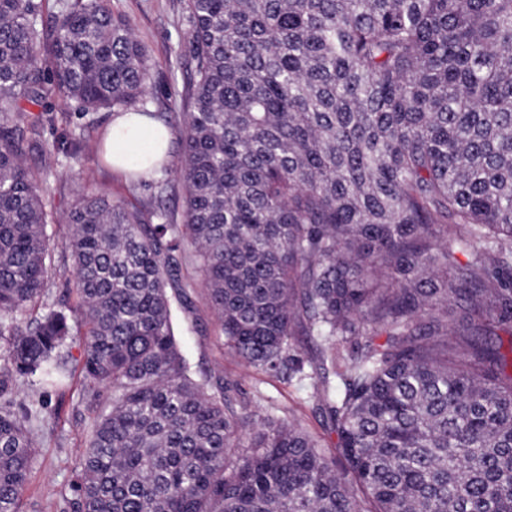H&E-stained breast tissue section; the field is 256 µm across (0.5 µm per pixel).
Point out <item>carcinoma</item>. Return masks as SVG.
<instances>
[{
    "instance_id": "carcinoma-1",
    "label": "carcinoma",
    "mask_w": 512,
    "mask_h": 512,
    "mask_svg": "<svg viewBox=\"0 0 512 512\" xmlns=\"http://www.w3.org/2000/svg\"><path fill=\"white\" fill-rule=\"evenodd\" d=\"M105 2L47 21L0 0V512H21L44 420L9 394L58 385L82 329L96 417L73 512H512V0H186L183 223L81 195L79 305L29 319L53 274L21 161L43 101L126 112L148 88ZM182 240L225 345L310 381L335 455L291 419L247 428L232 384L194 371L172 331Z\"/></svg>"
}]
</instances>
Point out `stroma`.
<instances>
[{
  "label": "stroma",
  "instance_id": "obj_1",
  "mask_svg": "<svg viewBox=\"0 0 512 512\" xmlns=\"http://www.w3.org/2000/svg\"><path fill=\"white\" fill-rule=\"evenodd\" d=\"M109 7L129 21L147 51L151 83L139 103L140 109L154 113L162 121L178 124L179 114L185 109V86L193 69L187 50L189 23L185 0H109ZM48 103L53 109L52 120L44 124L37 141L25 149L22 160L38 181L56 218L51 226L54 274L40 303L65 311L78 302L67 246V216L77 198L86 192L106 193L145 215L159 205L182 215V143L180 138H173L164 169L140 182L113 171L101 153L79 148L82 142L102 140L111 113L79 111L75 103L57 93L50 96ZM182 256V280L189 286L191 303L188 308L174 312L172 326L194 369L215 380L233 381L236 406L250 420L266 415L294 419L324 445H331L308 385L244 367L225 346L191 244H184ZM62 355L71 373L66 386L46 394L28 387L12 393L19 405L43 402L46 413L44 422L35 429L38 459L23 496L24 512H71V485L79 471L80 455L90 439L95 408L92 388L82 373V337H74Z\"/></svg>",
  "mask_w": 512,
  "mask_h": 512
}]
</instances>
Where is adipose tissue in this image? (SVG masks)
I'll return each mask as SVG.
<instances>
[{
    "label": "adipose tissue",
    "instance_id": "1",
    "mask_svg": "<svg viewBox=\"0 0 512 512\" xmlns=\"http://www.w3.org/2000/svg\"><path fill=\"white\" fill-rule=\"evenodd\" d=\"M154 137L161 150H168L170 132L153 118L136 112L115 116L105 144V158L113 168L127 170L130 157L145 137Z\"/></svg>",
    "mask_w": 512,
    "mask_h": 512
}]
</instances>
